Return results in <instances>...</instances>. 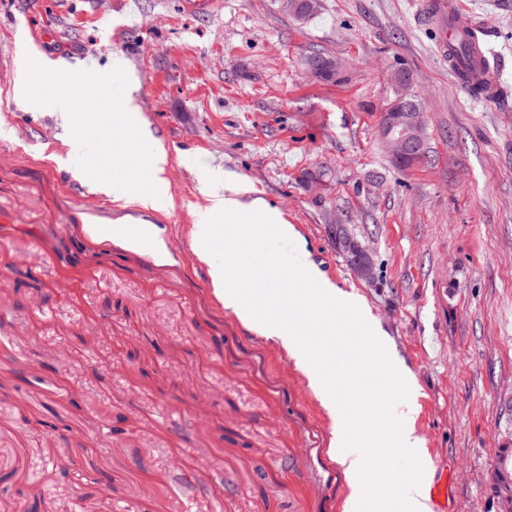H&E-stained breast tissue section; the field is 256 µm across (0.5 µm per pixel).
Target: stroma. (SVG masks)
Returning a JSON list of instances; mask_svg holds the SVG:
<instances>
[{
    "label": "stroma",
    "instance_id": "35a3bbf8",
    "mask_svg": "<svg viewBox=\"0 0 512 512\" xmlns=\"http://www.w3.org/2000/svg\"><path fill=\"white\" fill-rule=\"evenodd\" d=\"M422 2L318 0L299 20L281 0H0V512H341L335 420L195 252L207 172L279 210L303 265L386 338L446 512H512V0H452L503 71L488 101L455 82ZM33 33L61 69L126 70L167 153L155 208L79 179L64 110L19 103ZM315 49L340 80L306 72ZM400 70L427 147L408 168L379 134ZM89 224L155 225L162 253ZM338 245L342 246L344 254L347 258L349 266L353 272L361 278H369L373 272V265L371 257L367 250L360 242H353L352 240H340L338 238Z\"/></svg>",
    "mask_w": 512,
    "mask_h": 512
}]
</instances>
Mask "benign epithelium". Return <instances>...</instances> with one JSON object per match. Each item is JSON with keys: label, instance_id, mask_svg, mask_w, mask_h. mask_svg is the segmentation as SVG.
Returning a JSON list of instances; mask_svg holds the SVG:
<instances>
[{"label": "benign epithelium", "instance_id": "obj_1", "mask_svg": "<svg viewBox=\"0 0 512 512\" xmlns=\"http://www.w3.org/2000/svg\"><path fill=\"white\" fill-rule=\"evenodd\" d=\"M305 69L310 75L319 78L327 70L341 71V64L334 58L316 62L307 60ZM393 83L395 97L384 109L386 119L379 124V130L396 164L400 167H410L417 163L425 148L422 134L423 112L415 102L408 99L407 72H397ZM338 245L342 246L349 266L357 276L366 279L372 275L371 257L360 242L340 240Z\"/></svg>", "mask_w": 512, "mask_h": 512}]
</instances>
